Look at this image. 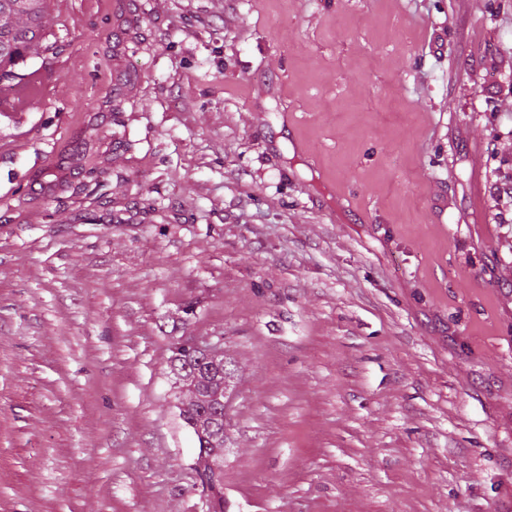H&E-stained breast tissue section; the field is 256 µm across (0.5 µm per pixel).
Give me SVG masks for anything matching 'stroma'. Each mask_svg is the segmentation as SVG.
Here are the masks:
<instances>
[{"label": "stroma", "mask_w": 512, "mask_h": 512, "mask_svg": "<svg viewBox=\"0 0 512 512\" xmlns=\"http://www.w3.org/2000/svg\"><path fill=\"white\" fill-rule=\"evenodd\" d=\"M0 109V512H512V0H47ZM171 365L187 387L179 397L180 416L197 437L195 464L202 487L213 493V512H223L224 389L232 374L231 362L186 341L177 348Z\"/></svg>", "instance_id": "obj_1"}]
</instances>
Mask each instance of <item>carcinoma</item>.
I'll use <instances>...</instances> for the list:
<instances>
[{
    "instance_id": "carcinoma-1",
    "label": "carcinoma",
    "mask_w": 512,
    "mask_h": 512,
    "mask_svg": "<svg viewBox=\"0 0 512 512\" xmlns=\"http://www.w3.org/2000/svg\"><path fill=\"white\" fill-rule=\"evenodd\" d=\"M45 0H0V92L21 83L20 60L54 50L44 42ZM183 377L180 416L197 437L195 461L202 487L213 493V512H224V389L232 374L224 355L186 341L171 360Z\"/></svg>"
}]
</instances>
